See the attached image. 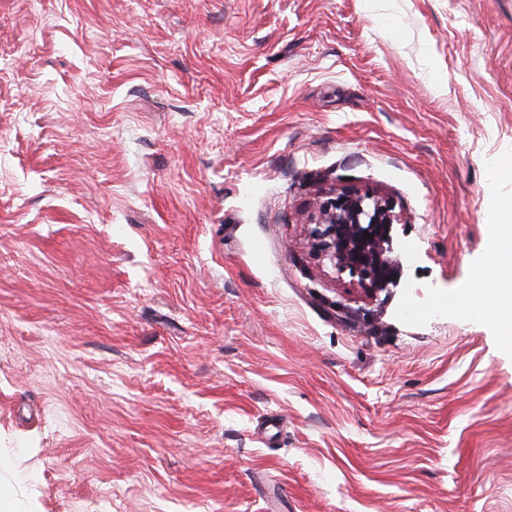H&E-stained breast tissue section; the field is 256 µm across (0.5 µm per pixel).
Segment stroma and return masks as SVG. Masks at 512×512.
Returning a JSON list of instances; mask_svg holds the SVG:
<instances>
[{"label":"stroma","instance_id":"1","mask_svg":"<svg viewBox=\"0 0 512 512\" xmlns=\"http://www.w3.org/2000/svg\"><path fill=\"white\" fill-rule=\"evenodd\" d=\"M345 188L401 216L372 296L308 242ZM509 198L512 0H0V491L512 512ZM511 214V202H502L493 211L492 222L497 226L488 238V249L496 262L498 278L512 277V225L508 222ZM476 293L483 294L481 302L488 305L494 312L495 318L504 331V346L512 347V295L498 293L494 288H474Z\"/></svg>","mask_w":512,"mask_h":512}]
</instances>
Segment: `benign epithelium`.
Listing matches in <instances>:
<instances>
[{
  "label": "benign epithelium",
  "mask_w": 512,
  "mask_h": 512,
  "mask_svg": "<svg viewBox=\"0 0 512 512\" xmlns=\"http://www.w3.org/2000/svg\"><path fill=\"white\" fill-rule=\"evenodd\" d=\"M398 221L388 199L345 190L322 205L312 220V248L337 272L358 277L361 287L373 294L390 281L392 267L383 247Z\"/></svg>",
  "instance_id": "benign-epithelium-1"
}]
</instances>
